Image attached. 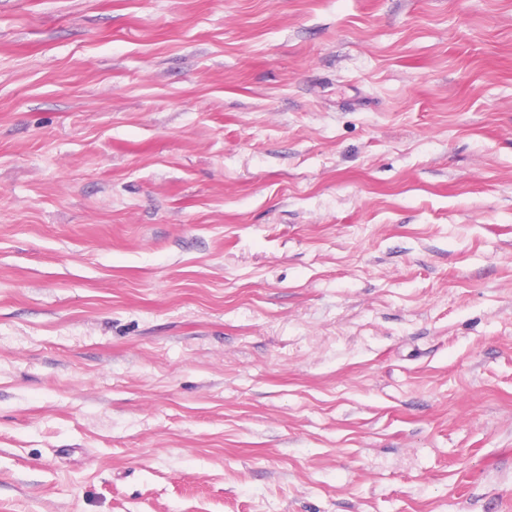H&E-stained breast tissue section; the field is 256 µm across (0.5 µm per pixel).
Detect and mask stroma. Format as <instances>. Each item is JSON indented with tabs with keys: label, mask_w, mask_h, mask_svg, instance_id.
<instances>
[{
	"label": "stroma",
	"mask_w": 512,
	"mask_h": 512,
	"mask_svg": "<svg viewBox=\"0 0 512 512\" xmlns=\"http://www.w3.org/2000/svg\"><path fill=\"white\" fill-rule=\"evenodd\" d=\"M0 512H512V0H0Z\"/></svg>",
	"instance_id": "obj_1"
}]
</instances>
